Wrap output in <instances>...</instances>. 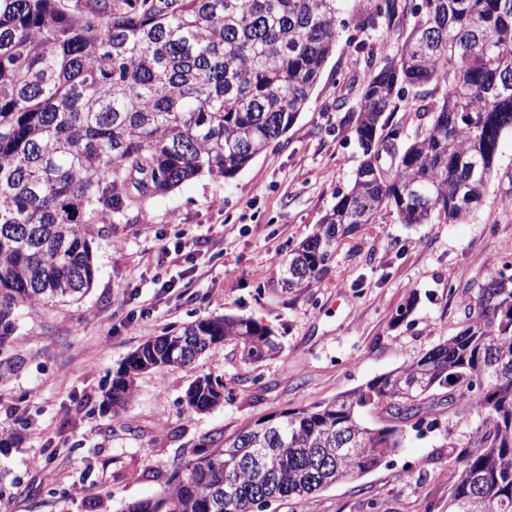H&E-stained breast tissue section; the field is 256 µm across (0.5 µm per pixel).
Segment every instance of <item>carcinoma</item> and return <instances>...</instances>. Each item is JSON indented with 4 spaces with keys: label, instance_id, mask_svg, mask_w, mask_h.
Returning a JSON list of instances; mask_svg holds the SVG:
<instances>
[{
    "label": "carcinoma",
    "instance_id": "obj_1",
    "mask_svg": "<svg viewBox=\"0 0 512 512\" xmlns=\"http://www.w3.org/2000/svg\"><path fill=\"white\" fill-rule=\"evenodd\" d=\"M337 0H0V354L16 311L92 288L94 224H118L136 198L203 173L233 178L294 125L336 49ZM397 0L376 14L392 21ZM398 57L365 77L350 118L364 156L353 186L291 250L283 287H310L336 243L395 210L403 224H453L480 204L502 133L512 130V0H420ZM433 86L429 124L395 146L385 113L407 88ZM394 159L384 169L382 154ZM466 326L417 361L340 399L248 422L198 458L173 465L161 490L126 512H265L377 467L407 430L467 401L481 419L448 452V512H512V275L491 272ZM240 344L248 361L280 351L267 328L214 317L133 352L102 400L117 412L136 378ZM187 407L224 401L200 376ZM397 421L369 428L361 412ZM235 452L230 453L228 449ZM265 456L260 473L243 459Z\"/></svg>",
    "mask_w": 512,
    "mask_h": 512
}]
</instances>
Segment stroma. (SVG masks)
<instances>
[{"label":"stroma","mask_w":512,"mask_h":512,"mask_svg":"<svg viewBox=\"0 0 512 512\" xmlns=\"http://www.w3.org/2000/svg\"><path fill=\"white\" fill-rule=\"evenodd\" d=\"M377 2L339 0L336 49L287 133L234 178L205 174L136 200L127 221L95 237L86 296L19 312L24 363L0 386V427L18 435L0 452V512H125L200 443L418 360L462 330L487 271L512 265L508 130L467 220L408 225L381 211L340 240L311 288H282L289 251L353 185L362 151L349 118L364 76L396 56L414 21L412 0H399L391 23L365 27ZM362 40L372 56L355 51ZM224 315L269 327L280 352L249 363L228 341L190 365L143 372L123 410L102 411L113 375L142 344ZM203 375L223 384L224 402L195 413L185 393ZM428 420L377 468L267 512H448V451L469 444L480 420L444 405Z\"/></svg>","instance_id":"obj_1"}]
</instances>
